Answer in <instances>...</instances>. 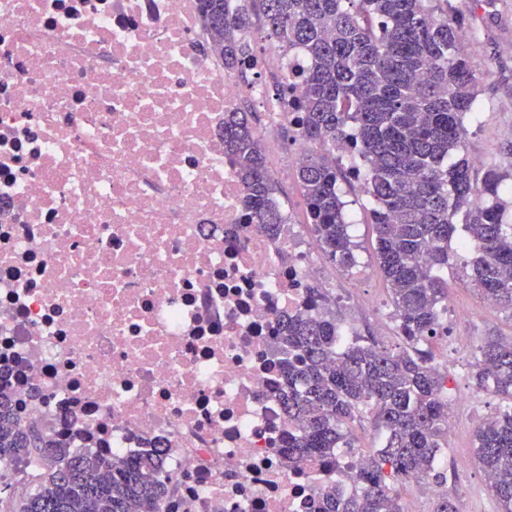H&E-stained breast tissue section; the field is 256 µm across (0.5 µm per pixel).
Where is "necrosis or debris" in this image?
<instances>
[{"mask_svg": "<svg viewBox=\"0 0 512 512\" xmlns=\"http://www.w3.org/2000/svg\"><path fill=\"white\" fill-rule=\"evenodd\" d=\"M207 39L198 0H0V368L72 453L160 450V512H313L364 455L280 453L274 338L320 269L252 222L224 147L241 99L286 102Z\"/></svg>", "mask_w": 512, "mask_h": 512, "instance_id": "1", "label": "necrosis or debris"}]
</instances>
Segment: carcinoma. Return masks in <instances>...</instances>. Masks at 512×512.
<instances>
[{"label":"carcinoma","mask_w":512,"mask_h":512,"mask_svg":"<svg viewBox=\"0 0 512 512\" xmlns=\"http://www.w3.org/2000/svg\"><path fill=\"white\" fill-rule=\"evenodd\" d=\"M203 27L219 36L210 50L229 75L246 74L254 57L240 32L256 17L276 46L308 59L305 90L294 100L296 134L315 148L296 170L308 224L333 263L356 264L339 185L367 166L364 192L376 253L390 284L402 345L340 336L326 309L286 316L275 341L283 383L282 410L301 429L282 452L293 466L319 461L338 470L354 447L346 423L371 407L384 431L356 475L360 492L326 499L324 512H401L394 481L445 452L448 396L419 344L448 298L440 271L448 266L454 219L463 216L475 257L471 282L512 311V224L502 223L504 175L479 169L460 151L464 119L475 106L477 79L461 28L448 20L449 0H198ZM251 113L224 118V145L246 192L254 223L268 234L283 221L275 182ZM476 384H492L506 402L476 432L475 460L493 478L499 512H512V338L488 336ZM159 456L116 463L70 453L56 438L21 423L0 371V491L18 499L15 512H157L167 487Z\"/></svg>","instance_id":"carcinoma-1"}]
</instances>
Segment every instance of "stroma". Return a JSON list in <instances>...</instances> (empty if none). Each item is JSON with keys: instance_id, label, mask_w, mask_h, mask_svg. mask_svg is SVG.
<instances>
[{"instance_id": "obj_1", "label": "stroma", "mask_w": 512, "mask_h": 512, "mask_svg": "<svg viewBox=\"0 0 512 512\" xmlns=\"http://www.w3.org/2000/svg\"><path fill=\"white\" fill-rule=\"evenodd\" d=\"M449 19L458 21L469 32L467 41L471 61L478 78L475 111L467 115L466 148L469 157L483 158L495 165L512 183V0H449ZM293 125L281 124L273 133V147L266 154L267 163L280 167L282 175L276 197L289 218L301 231L310 232L306 222L304 200L296 178L298 154L295 149ZM345 213L353 224V240L358 264L355 271H341L336 286L329 294V305L339 319H346L348 305L357 296L366 295L384 312H392L388 285L380 271L375 250V233L367 222L363 205L367 200L362 185L344 189ZM448 281L454 284V299L462 315L448 321L453 359L462 364L463 376L452 388L463 398L462 403H449L448 424L455 435L448 444L451 456L469 459L470 465L460 480L450 485L457 512H497V503L490 489L485 488L483 470L474 463L476 429L485 420L496 416L503 402L492 389H480L471 379L477 362V347L487 336H512V311L485 308L481 297L470 288L463 263L450 258Z\"/></svg>"}]
</instances>
